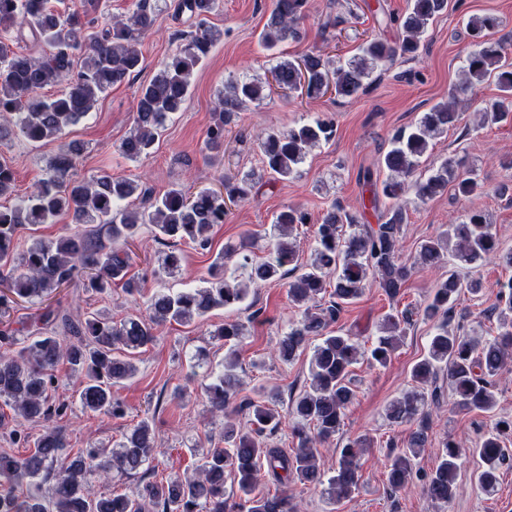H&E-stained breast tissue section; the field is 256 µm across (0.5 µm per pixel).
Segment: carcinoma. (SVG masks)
Here are the masks:
<instances>
[{
    "instance_id": "obj_1",
    "label": "carcinoma",
    "mask_w": 512,
    "mask_h": 512,
    "mask_svg": "<svg viewBox=\"0 0 512 512\" xmlns=\"http://www.w3.org/2000/svg\"><path fill=\"white\" fill-rule=\"evenodd\" d=\"M160 2L133 0L127 17L100 29L91 16L98 8L97 0H88L90 9L81 14L66 15L52 9L49 0H0L1 32L26 27L36 42L50 48L36 58L11 53L0 44V142L17 133L31 142H51L85 117L106 90L138 70L139 45L158 26L165 10ZM215 5L216 0L174 3V14H189L195 19V30L186 37L177 35L182 40L180 47L140 87L133 128L119 146L124 157L136 160L148 154L167 120L182 109L195 68L219 38L208 25ZM307 5L308 0H272L261 34L263 45L271 49L288 39L301 41L300 23ZM447 9L448 0H412L411 9L393 19L399 31L396 40H369L360 47L359 56L345 64L320 50L310 51L294 60L279 61L264 79L226 82L217 95L216 119L207 130V149L214 157L223 153L226 127L246 102L265 98L267 89L300 91L309 98L330 91L342 98L357 96L377 68L398 56L418 57L429 22ZM499 25V19L491 15L468 18L474 49L465 58V80L451 93L455 99L475 82L494 80L499 95L479 109L483 125L512 119V63L505 59L501 45L491 40ZM62 83L66 87L58 96L42 95L43 90ZM459 120L453 105L440 102L414 126L395 133L380 159L388 176L369 198L374 211L379 198L392 201L382 215L384 221L367 224L366 211H349L332 203L317 220L314 251L303 267L293 232L311 218L303 208L290 206L270 225L266 259L254 260L247 239L233 251L246 272L242 279L224 276L221 253L212 264L206 286L180 292L159 289L147 301L146 318L116 321L107 312H97L73 319L48 306L40 315L47 330L34 332L24 323L14 328L11 315L21 301L42 303L58 289L71 286L95 294L110 293L112 282L123 278L130 266L128 245L146 225L168 245L161 266L173 272L181 266L179 244L210 249L211 231L224 223L228 204L265 185L263 176L254 172L226 177L217 189L192 193L178 186L161 195L142 181L110 174L73 181L82 148L75 142L63 145L51 160L47 176L21 203L0 205V399L14 411L12 443L30 449L23 458L0 454V512H295L288 495L291 482L309 488L325 484L335 503L350 498L358 489L360 458L371 439H348L328 477L319 467L316 443L336 436L353 403L351 366L366 355L386 365L410 316L406 311L386 315L379 325L380 336L368 351L356 337L336 335L329 327L344 307L362 295L370 276L393 300L417 265L437 264L446 257L472 265L498 249L486 217L473 211L445 232L421 241L413 263L397 256L398 237L407 223V207L402 202L407 181H413L420 200L431 199L450 186L466 198L483 192L482 183L460 172L451 158L431 169L426 178H414L431 140ZM333 134L334 124L320 118L267 133L260 138L264 170L277 180L299 176L309 150ZM14 186L12 166L0 161V197L12 194ZM63 214L72 216L80 228L56 239L34 237L25 251H15L19 229L51 223ZM286 276L290 278L288 298L302 312L280 341L281 361H292L310 339L318 340L310 357L308 389L291 398L287 407L297 419L293 427L296 447L288 453L273 445L284 418L276 405L264 398L241 397L236 391L235 346L246 336L247 325L227 321L212 333L229 346L224 373L208 374L202 384L211 409L224 415V446L202 455L195 477L174 476L164 484L147 482L136 493H96L91 477H106L114 469L122 476L146 477L154 459L155 430L143 419L110 448L90 443L73 454L66 452L69 437L53 420L63 418L71 406L50 395L57 381L56 368L66 364L79 378L77 402L83 411L121 419L125 410L112 387L135 377L133 357L156 339L155 326L171 321L188 324L213 309L235 308L252 289ZM464 289L477 295L485 285L479 279L463 280L450 269L448 278L434 288L421 312L436 322L435 333L427 354L412 367L414 390L386 409L393 423L418 421L404 448L393 454L387 472L389 486L398 490L417 480L432 500L444 505L455 496L465 450L447 442L432 471L417 469L428 443L427 402L440 403L444 374L459 410L490 412L496 403L495 377L512 363V279L496 284L493 309L499 331L482 346L449 328V312ZM326 294L329 301L320 302L319 297ZM36 422L42 424V432L34 437L26 424ZM506 432L512 433V419L496 421L477 449L484 462L477 484L486 494L493 491L498 470L512 463L500 441ZM266 474L280 486L272 495L257 492ZM228 475L237 483V501L232 504L224 490Z\"/></svg>"
}]
</instances>
